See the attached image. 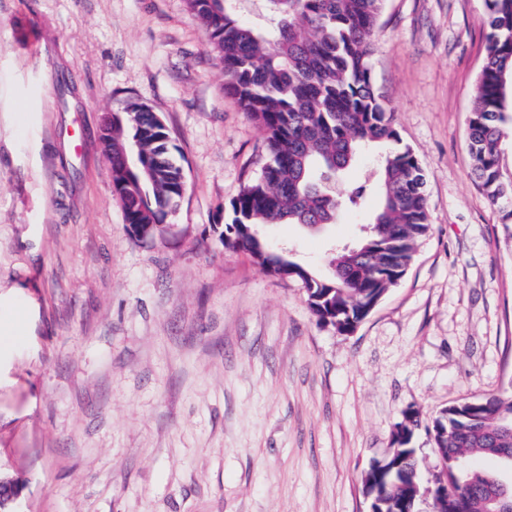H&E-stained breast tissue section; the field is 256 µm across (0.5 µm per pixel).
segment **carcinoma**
Returning a JSON list of instances; mask_svg holds the SVG:
<instances>
[{
  "instance_id": "1",
  "label": "carcinoma",
  "mask_w": 512,
  "mask_h": 512,
  "mask_svg": "<svg viewBox=\"0 0 512 512\" xmlns=\"http://www.w3.org/2000/svg\"><path fill=\"white\" fill-rule=\"evenodd\" d=\"M239 0H185L209 27L212 51L224 66L225 90L263 134L261 176L230 203L224 246L247 251L267 272L297 278L322 326L355 330L404 275L429 231L426 175L401 146L394 113L375 93L373 33L384 0H264L268 22L258 27L238 15ZM487 46L467 135L473 171L501 224L512 230V179L502 173V143L512 136V0H485ZM371 146L381 149L373 222L353 246L328 258L329 275L291 260L257 227L334 224L357 207L365 184L341 187L339 176ZM112 192L131 224H162L182 195L180 168L170 160L167 132L145 105L131 101L112 114ZM447 468L448 512H488L506 483L512 500V396L490 395L444 409L427 427ZM402 442L379 489L418 480L419 460ZM496 460L491 472L473 463ZM387 512H413L404 494L388 491Z\"/></svg>"
}]
</instances>
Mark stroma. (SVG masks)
<instances>
[{
  "mask_svg": "<svg viewBox=\"0 0 512 512\" xmlns=\"http://www.w3.org/2000/svg\"><path fill=\"white\" fill-rule=\"evenodd\" d=\"M484 0H385L375 86L427 177L430 231L350 334L295 278L224 248L262 133L184 0H0V472L18 512H366L409 409L512 394V236L467 123ZM137 99L187 192L163 238L126 230L100 130ZM378 197L319 229L266 224L326 273Z\"/></svg>",
  "mask_w": 512,
  "mask_h": 512,
  "instance_id": "1",
  "label": "stroma"
}]
</instances>
